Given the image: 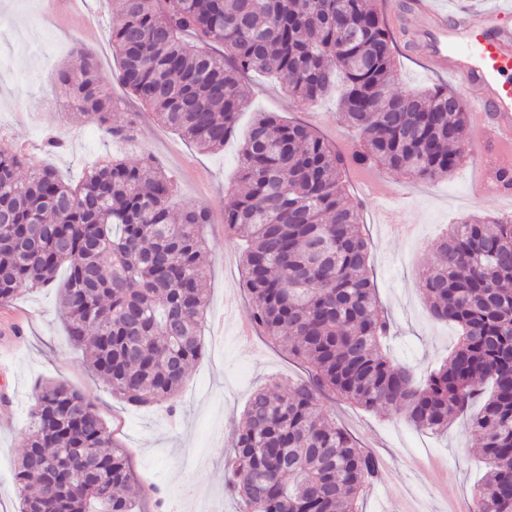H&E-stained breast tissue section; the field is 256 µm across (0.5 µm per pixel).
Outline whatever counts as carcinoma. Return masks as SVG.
Returning a JSON list of instances; mask_svg holds the SVG:
<instances>
[{"label":"carcinoma","mask_w":512,"mask_h":512,"mask_svg":"<svg viewBox=\"0 0 512 512\" xmlns=\"http://www.w3.org/2000/svg\"><path fill=\"white\" fill-rule=\"evenodd\" d=\"M109 30L126 95L206 152H220L254 73L300 102L336 93L361 139L344 155L309 127L271 113L239 151L224 229L243 242L251 320L307 376L250 398L225 458L241 512H357L383 478L377 457L323 409L326 399L405 410L414 427L448 430L468 416L485 476L473 512H512V216L451 225L423 273L432 316L458 329L422 382L391 360L390 323L370 274L359 212L345 203L347 166L432 180L460 165L469 112L448 87L392 92L398 44L374 0H112ZM69 107L113 139L120 100L83 46L59 73ZM152 156L107 158L75 185L0 144V303L51 284L71 339L112 395L174 403L201 356L207 310V207L172 206ZM14 482L21 512H135L136 476L96 407L64 382L38 385Z\"/></svg>","instance_id":"obj_1"}]
</instances>
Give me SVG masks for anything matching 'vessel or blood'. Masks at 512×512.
<instances>
[{"mask_svg":"<svg viewBox=\"0 0 512 512\" xmlns=\"http://www.w3.org/2000/svg\"><path fill=\"white\" fill-rule=\"evenodd\" d=\"M414 8L432 23V58L455 82L480 92L466 103L474 128L467 148L480 163L478 184L500 198H512V190L497 179L499 171L512 167L506 159L512 152V81L507 78L512 72V26L506 23L512 7L439 10L415 0Z\"/></svg>","mask_w":512,"mask_h":512,"instance_id":"vessel-or-blood-1","label":"vessel or blood"}]
</instances>
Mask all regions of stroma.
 Returning <instances> with one entry per match:
<instances>
[{
    "label": "stroma",
    "instance_id": "stroma-1",
    "mask_svg": "<svg viewBox=\"0 0 512 512\" xmlns=\"http://www.w3.org/2000/svg\"><path fill=\"white\" fill-rule=\"evenodd\" d=\"M90 11L64 8L53 0H0V138L23 146L33 161L79 179L86 164L117 156L128 162L153 156L178 185L176 204L206 206L207 319L202 327L204 357L192 368L177 397L175 413L166 405L132 408L113 398L71 342L57 308V286L21 293L0 304V512H20L13 483L25 447L36 382L64 381L95 405L116 444L131 460L141 485L167 493L170 506L137 495L138 512H238L225 488L224 457L231 451L245 405L269 376L282 385L303 371L274 345L259 337H236L239 319L249 318L252 302L243 287L240 249L224 233V205L236 182L238 149L256 113L273 112L301 120L327 139L346 144L354 131L341 126L335 96L313 104L291 98L279 80L252 76L247 110L222 152L204 153L162 127L149 111L119 110L115 123H136L133 142H115L99 125L73 112L58 89V74L74 43L94 57L101 81L115 97L123 90L112 74L116 59L107 42L113 23L112 0H90ZM444 72L429 70L419 52L397 59L393 88L405 92L448 82ZM60 149H44L48 136ZM473 160L453 175L414 182L386 171L384 196L368 195L353 181L348 202L359 208L370 240V267L376 294L391 323L386 351L395 361L426 373L438 366L456 343L453 326L434 321L423 297L421 272L449 224L468 215L496 216L501 198L470 196ZM339 427L386 464L384 481L359 503V512H408L421 502L425 512H448V505L471 497L486 468L466 440V418L447 432L431 435L410 425L403 413L367 411L350 403L329 406Z\"/></svg>",
    "mask_w": 512,
    "mask_h": 512
}]
</instances>
